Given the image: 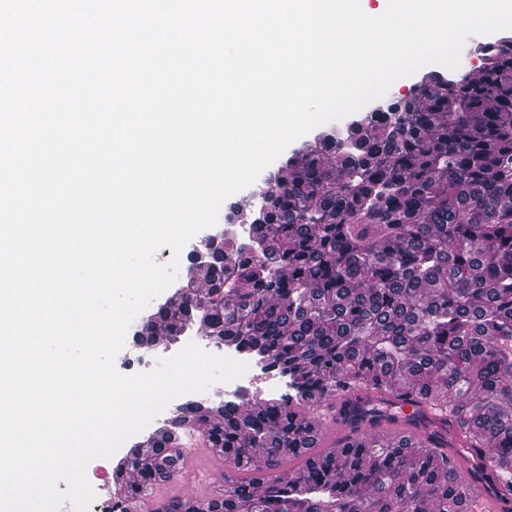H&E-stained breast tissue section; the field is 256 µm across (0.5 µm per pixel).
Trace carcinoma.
Returning a JSON list of instances; mask_svg holds the SVG:
<instances>
[{"instance_id":"obj_1","label":"carcinoma","mask_w":512,"mask_h":512,"mask_svg":"<svg viewBox=\"0 0 512 512\" xmlns=\"http://www.w3.org/2000/svg\"><path fill=\"white\" fill-rule=\"evenodd\" d=\"M497 46L477 76L424 72L408 100L318 132L256 210L234 206L248 242L189 254L204 279L150 315L140 342L197 323L288 393L183 404L154 448L117 464L128 480L112 508L133 512L174 480L188 413L244 477L156 512H473L456 469L472 448L492 449L512 495V36ZM405 394L415 431L377 429ZM338 398L343 436L314 454L313 411ZM299 457L287 481L270 474Z\"/></svg>"}]
</instances>
